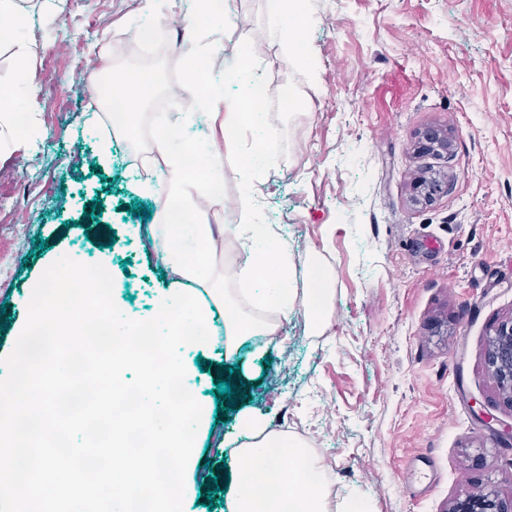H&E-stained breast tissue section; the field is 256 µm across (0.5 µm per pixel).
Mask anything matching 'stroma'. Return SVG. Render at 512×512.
I'll return each mask as SVG.
<instances>
[{
    "instance_id": "1",
    "label": "stroma",
    "mask_w": 512,
    "mask_h": 512,
    "mask_svg": "<svg viewBox=\"0 0 512 512\" xmlns=\"http://www.w3.org/2000/svg\"><path fill=\"white\" fill-rule=\"evenodd\" d=\"M26 33L0 40V87L28 72L38 87L15 100L27 133L0 124V373L18 340L33 289L54 255L80 253L108 266L116 304L150 317L177 276L148 231L161 211L165 176L142 177L155 144L112 131L93 107L91 64L145 67L159 90L183 69L182 26L194 0H25ZM238 21L201 26L204 68L189 80L206 90L235 57L253 80L294 83L302 110L281 113L284 158L257 180L254 197L292 258L300 287L311 258L329 268L320 329L302 309L278 318L275 336L243 335L233 351L203 346L187 386L215 409L216 365H238L247 401L196 437V487L183 512L215 510L198 500L209 470L234 464L242 414L308 443L334 469L331 510L349 498L370 512H448L455 499L512 492V407L486 364L490 333L512 317V0H307L304 39L312 69L295 68L284 38L266 24L267 0H231ZM154 23L165 46L151 58L120 50L123 37ZM447 130L449 148L421 151L419 133ZM109 162H102V151ZM439 181L413 202L411 183ZM239 178L224 168V194L209 200L219 228L242 220ZM103 211L87 218L92 200ZM150 218L127 213L132 202Z\"/></svg>"
}]
</instances>
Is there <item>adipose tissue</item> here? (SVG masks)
<instances>
[{"instance_id":"1","label":"adipose tissue","mask_w":512,"mask_h":512,"mask_svg":"<svg viewBox=\"0 0 512 512\" xmlns=\"http://www.w3.org/2000/svg\"><path fill=\"white\" fill-rule=\"evenodd\" d=\"M224 91L197 95L199 111L187 113L185 119L173 122L164 133L161 147L168 150L170 175L163 184L168 198L178 201L187 212L200 208L202 185L193 182L185 162L193 160L207 177V182L224 181V159L204 148L193 154L172 148L187 127L199 126L216 115H223L224 129L233 133L243 126L267 125L269 113L243 111V101L252 85L238 60L224 63ZM235 93H228V86ZM242 428L246 440L238 446L233 477L231 512H331L329 486L322 478L321 466L305 443L289 441L267 432L262 423L244 417Z\"/></svg>"}]
</instances>
